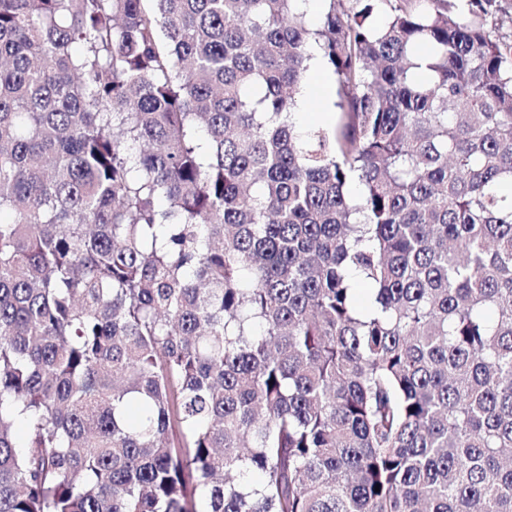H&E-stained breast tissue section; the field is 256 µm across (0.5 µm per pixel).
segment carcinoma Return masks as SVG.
Wrapping results in <instances>:
<instances>
[{
    "label": "carcinoma",
    "mask_w": 512,
    "mask_h": 512,
    "mask_svg": "<svg viewBox=\"0 0 512 512\" xmlns=\"http://www.w3.org/2000/svg\"><path fill=\"white\" fill-rule=\"evenodd\" d=\"M326 2L0 0V512H512L505 8ZM309 82L314 94L309 92L298 95L299 107L295 114V121L301 128H308L312 125L330 123L334 119L333 103L337 100L336 84L328 70H324L321 76L307 74L303 83Z\"/></svg>",
    "instance_id": "cac0c4a2"
}]
</instances>
